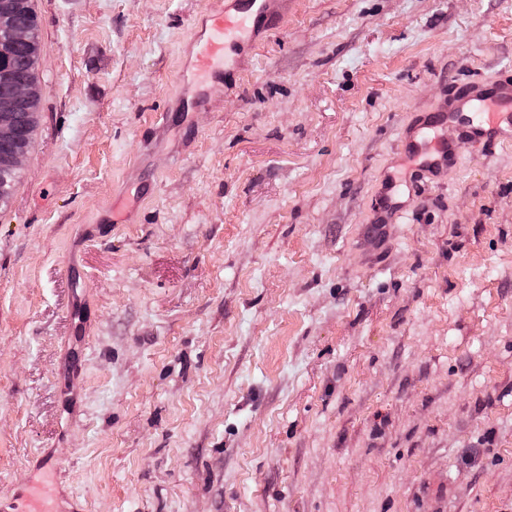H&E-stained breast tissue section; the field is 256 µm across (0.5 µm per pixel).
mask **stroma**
Returning <instances> with one entry per match:
<instances>
[{"label": "stroma", "mask_w": 512, "mask_h": 512, "mask_svg": "<svg viewBox=\"0 0 512 512\" xmlns=\"http://www.w3.org/2000/svg\"><path fill=\"white\" fill-rule=\"evenodd\" d=\"M214 0H32L0 207V499L81 512H512V140L377 183L416 112L512 72V0H290L209 105ZM37 106L16 104L12 112L11 104H0V205L5 206L10 198L11 190L17 178V171L21 170L22 160L26 153L17 152L8 157L7 162L13 168L2 163V158L7 157L17 150L27 152L31 144L32 136L36 128L38 112ZM12 112V118H11ZM13 119V121H12ZM14 123V124H13ZM22 130V135L15 138V126ZM12 140L9 142H2ZM17 171H15V170ZM57 465L51 461L31 470L20 482L16 492L6 503L0 501L2 512H67L62 496L50 485Z\"/></svg>", "instance_id": "obj_1"}]
</instances>
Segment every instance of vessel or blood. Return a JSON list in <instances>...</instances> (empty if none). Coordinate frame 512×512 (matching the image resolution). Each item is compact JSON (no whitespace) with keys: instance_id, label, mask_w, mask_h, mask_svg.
Masks as SVG:
<instances>
[{"instance_id":"1","label":"vessel or blood","mask_w":512,"mask_h":512,"mask_svg":"<svg viewBox=\"0 0 512 512\" xmlns=\"http://www.w3.org/2000/svg\"><path fill=\"white\" fill-rule=\"evenodd\" d=\"M287 0H216L205 13L195 31L192 49L180 72L181 94L195 103L206 102L207 87L218 88L225 78L235 75L237 56L244 48L278 28L284 17ZM512 101V85L497 88L482 108L475 135L494 138L501 125L512 126V114L500 112L496 103ZM461 99L448 111L431 115L417 134L403 141L399 153L404 160L415 162L419 169L440 171L455 163L462 151V138L444 136L443 131L455 113L468 108ZM57 470L45 462L31 470L8 502L0 503V512H67L62 496L53 490L51 476Z\"/></svg>"}]
</instances>
